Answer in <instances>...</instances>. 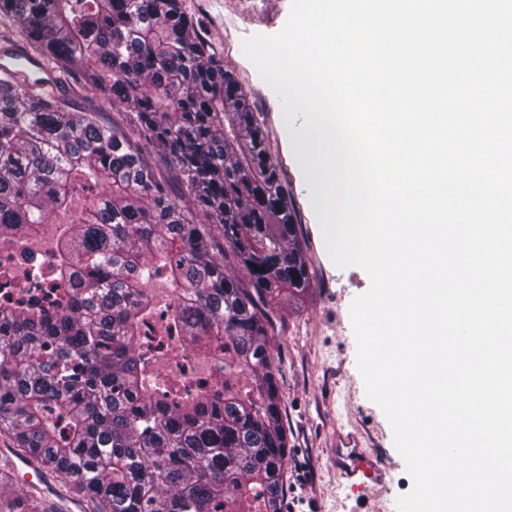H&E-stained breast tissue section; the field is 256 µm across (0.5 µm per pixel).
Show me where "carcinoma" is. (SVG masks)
<instances>
[{
	"instance_id": "cac0c4a2",
	"label": "carcinoma",
	"mask_w": 512,
	"mask_h": 512,
	"mask_svg": "<svg viewBox=\"0 0 512 512\" xmlns=\"http://www.w3.org/2000/svg\"><path fill=\"white\" fill-rule=\"evenodd\" d=\"M2 17L4 39L76 75L98 107L0 70V242L93 192L56 243L54 287L33 296L0 269V431L66 479L50 498L1 462L0 512H64L72 496L86 512H283L270 311L314 271L258 113L182 0H0ZM143 146L168 157L188 200ZM163 275L167 336L211 373L150 387Z\"/></svg>"
}]
</instances>
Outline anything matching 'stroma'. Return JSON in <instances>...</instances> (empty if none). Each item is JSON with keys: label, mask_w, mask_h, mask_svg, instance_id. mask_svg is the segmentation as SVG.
Returning a JSON list of instances; mask_svg holds the SVG:
<instances>
[{"label": "stroma", "mask_w": 512, "mask_h": 512, "mask_svg": "<svg viewBox=\"0 0 512 512\" xmlns=\"http://www.w3.org/2000/svg\"><path fill=\"white\" fill-rule=\"evenodd\" d=\"M184 7L261 114L272 160L293 190L299 238L315 272L309 289L274 314V357L290 440L284 512H395L412 481L387 418L365 394L350 318V305L369 289L370 278L362 268L341 269L331 261L314 213L316 185L284 134L288 124L277 96L242 50L246 38L284 27L291 0H184ZM352 446L383 469L381 483L352 488L343 474Z\"/></svg>", "instance_id": "obj_1"}]
</instances>
